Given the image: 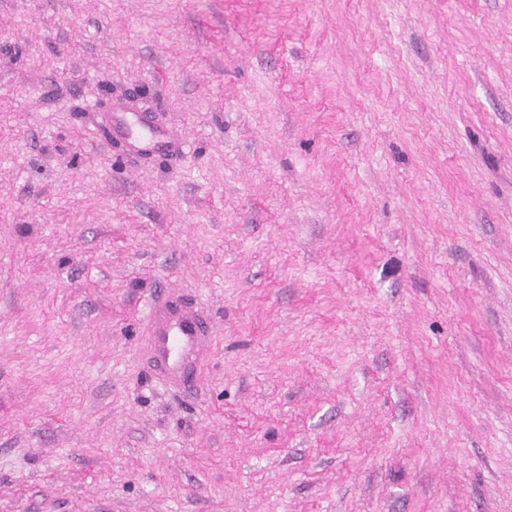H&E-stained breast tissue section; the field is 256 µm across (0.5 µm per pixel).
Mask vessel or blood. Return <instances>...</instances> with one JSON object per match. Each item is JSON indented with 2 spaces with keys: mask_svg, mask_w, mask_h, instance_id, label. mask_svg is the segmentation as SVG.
Masks as SVG:
<instances>
[{
  "mask_svg": "<svg viewBox=\"0 0 512 512\" xmlns=\"http://www.w3.org/2000/svg\"><path fill=\"white\" fill-rule=\"evenodd\" d=\"M104 117L107 137L121 144L128 155L146 161L178 160L186 153L187 143L180 135L151 113L134 109L126 99H113ZM149 328L156 360L174 373L194 362L201 337L212 332L199 313L163 296L150 301Z\"/></svg>",
  "mask_w": 512,
  "mask_h": 512,
  "instance_id": "vessel-or-blood-1",
  "label": "vessel or blood"
}]
</instances>
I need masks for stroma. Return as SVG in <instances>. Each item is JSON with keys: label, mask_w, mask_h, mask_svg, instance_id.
<instances>
[{"label": "stroma", "mask_w": 512, "mask_h": 512, "mask_svg": "<svg viewBox=\"0 0 512 512\" xmlns=\"http://www.w3.org/2000/svg\"><path fill=\"white\" fill-rule=\"evenodd\" d=\"M0 512H512V0H0ZM107 137L124 151L144 161L154 158L180 160L187 142L170 127L158 123L151 112H140L124 98H114L104 112ZM149 328L156 360L172 373L192 364L201 337L212 334V326L199 313L164 295L150 299Z\"/></svg>", "instance_id": "1"}]
</instances>
